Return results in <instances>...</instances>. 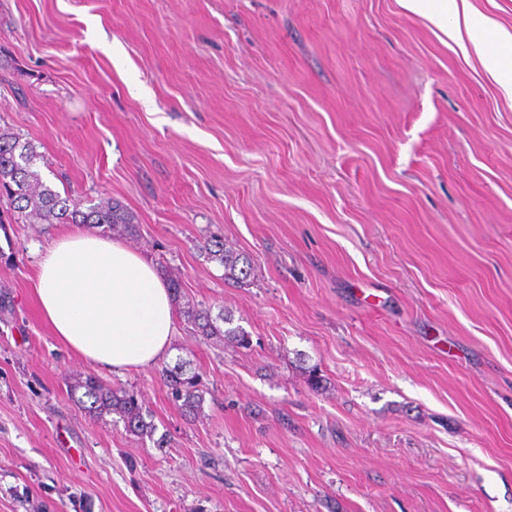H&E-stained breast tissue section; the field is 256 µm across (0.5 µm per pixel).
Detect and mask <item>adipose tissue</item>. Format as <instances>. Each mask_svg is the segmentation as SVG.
Returning <instances> with one entry per match:
<instances>
[{
	"instance_id": "obj_1",
	"label": "adipose tissue",
	"mask_w": 512,
	"mask_h": 512,
	"mask_svg": "<svg viewBox=\"0 0 512 512\" xmlns=\"http://www.w3.org/2000/svg\"><path fill=\"white\" fill-rule=\"evenodd\" d=\"M455 43L473 42L484 67L512 97V32L468 0H398ZM493 30L496 50L480 36ZM34 292L44 320L68 350L115 372L162 359L175 333L174 304L158 269L121 243L77 230L55 239L38 262Z\"/></svg>"
}]
</instances>
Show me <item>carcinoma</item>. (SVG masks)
Wrapping results in <instances>:
<instances>
[{
  "mask_svg": "<svg viewBox=\"0 0 512 512\" xmlns=\"http://www.w3.org/2000/svg\"><path fill=\"white\" fill-rule=\"evenodd\" d=\"M38 154L34 145L17 133L0 129V195L6 196L15 212L38 224H82L93 228L134 235L137 225L133 216L121 205L101 200L83 208L69 197L47 185L36 167ZM210 258L224 267V280L244 284L251 276L249 255L228 246L222 240H211L205 246ZM184 317L194 334L206 340L219 339L238 347L250 344L249 334L233 325L232 315L221 311L212 316L208 309L187 307ZM168 397L185 416L198 415L204 406V392L196 373H187L182 365L162 370ZM81 391L75 401L88 413L103 417L116 414L127 433L151 436L156 430L152 416L137 396L125 390H114L93 376L78 382L73 391Z\"/></svg>",
  "mask_w": 512,
  "mask_h": 512,
  "instance_id": "carcinoma-1",
  "label": "carcinoma"
}]
</instances>
